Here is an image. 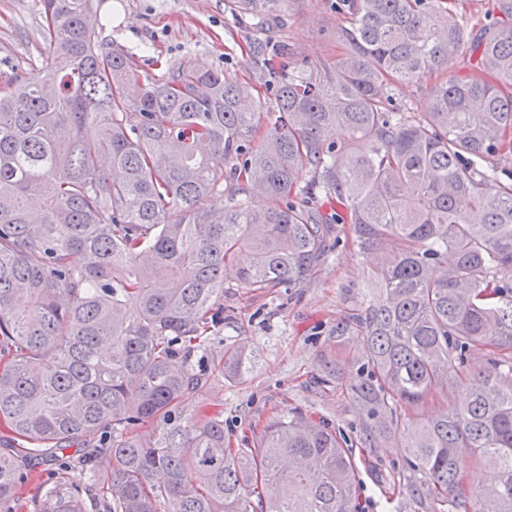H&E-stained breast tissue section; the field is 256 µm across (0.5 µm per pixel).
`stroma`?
<instances>
[{"label": "stroma", "instance_id": "stroma-1", "mask_svg": "<svg viewBox=\"0 0 512 512\" xmlns=\"http://www.w3.org/2000/svg\"><path fill=\"white\" fill-rule=\"evenodd\" d=\"M99 11L113 10L110 24L98 29L104 47L117 46L139 61L148 81L161 82L173 60L228 71L258 83L259 70L245 48L252 37L240 26L227 0H100ZM339 15L327 0H306L286 19L277 39L293 51L289 66L334 60L345 46L336 37ZM39 0H0V89L15 74L38 69L44 55ZM334 249L315 279L301 288L257 292L226 285L218 303L220 321L199 358L216 357L229 346L250 351V370L236 379L212 382L198 403L223 409L224 436L230 447H252L270 416L299 411L329 422L345 440L356 461L357 512H430L427 496H413L409 486L423 485V475L408 464L402 439L368 448L363 443V416L350 398L358 378L362 339L334 336L337 322L369 298L368 267L357 256L350 225H337ZM338 359V383H320L322 361ZM102 438L93 432L67 463L45 459L22 484L16 512H36V505L60 470L77 476L83 456Z\"/></svg>", "mask_w": 512, "mask_h": 512}]
</instances>
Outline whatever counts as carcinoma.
I'll return each instance as SVG.
<instances>
[{
    "label": "carcinoma",
    "mask_w": 512,
    "mask_h": 512,
    "mask_svg": "<svg viewBox=\"0 0 512 512\" xmlns=\"http://www.w3.org/2000/svg\"><path fill=\"white\" fill-rule=\"evenodd\" d=\"M40 2L44 65L0 92V512L21 462L98 430L101 460L37 512H356L329 423L294 412L227 448L224 411L186 413L210 373L248 371L245 348L204 373L174 362L212 332L224 284L303 286L340 222L371 270L368 305L334 330L364 336L365 447L402 435L432 512H512V185L487 190L489 159L512 154V0L470 34L455 0H335L331 62L289 70L286 42L248 43L270 101L189 61L147 87L99 44L92 0ZM230 2L262 29L307 0ZM450 57L426 111H394ZM483 466L495 482L470 487Z\"/></svg>",
    "instance_id": "obj_1"
}]
</instances>
